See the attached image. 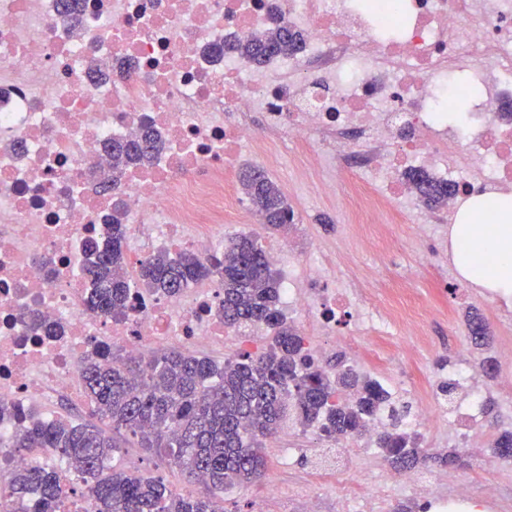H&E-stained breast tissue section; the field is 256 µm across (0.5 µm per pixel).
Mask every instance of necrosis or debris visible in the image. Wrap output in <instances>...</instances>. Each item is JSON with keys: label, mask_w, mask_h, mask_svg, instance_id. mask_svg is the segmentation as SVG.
I'll return each instance as SVG.
<instances>
[{"label": "necrosis or debris", "mask_w": 512, "mask_h": 512, "mask_svg": "<svg viewBox=\"0 0 512 512\" xmlns=\"http://www.w3.org/2000/svg\"><path fill=\"white\" fill-rule=\"evenodd\" d=\"M0 0V401L49 412L84 396V358L107 344L137 356L158 346L223 352L265 345L262 329L231 331L223 294L201 281L173 296L136 288L140 266L160 249L209 262L224 231L251 211L229 178L244 158L270 162L286 141L319 171V191L338 196L355 223L402 218L405 174L422 169L457 187L449 200L512 191V0ZM288 24L302 30L298 53L264 68L227 45L234 37ZM480 87L466 122L449 129L451 95ZM163 148L146 166L114 173L108 150L144 124ZM353 175L344 192L325 170ZM120 218L136 246L124 318L87 305L83 243ZM327 265H290L284 308L318 360L319 339L337 310L357 311L351 336L358 366L398 390L394 368L411 356H377L365 337L420 329L422 315L390 301L380 316L359 311L353 290L321 289ZM49 333L32 328V318ZM477 370L450 366L461 392L453 406L417 394L416 432L439 418L483 415ZM309 506L330 487L344 512H386L396 488L418 490L431 512H473L497 488L465 479L441 493L438 478L387 469L350 475L335 465L307 474Z\"/></svg>", "instance_id": "necrosis-or-debris-1"}]
</instances>
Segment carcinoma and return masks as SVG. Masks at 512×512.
Wrapping results in <instances>:
<instances>
[{"instance_id":"cac0c4a2","label":"carcinoma","mask_w":512,"mask_h":512,"mask_svg":"<svg viewBox=\"0 0 512 512\" xmlns=\"http://www.w3.org/2000/svg\"><path fill=\"white\" fill-rule=\"evenodd\" d=\"M302 44L300 31L277 25L238 38L229 49L260 67L275 56L297 52ZM159 146L149 128L112 142L116 169L150 162ZM406 179L428 208L442 207L456 192L455 185L424 170H410ZM239 182L270 231L295 224L294 210L264 169H245ZM125 239L124 225L113 223L105 241L84 244L88 307L105 318H119L128 309L130 291L120 275ZM206 279L224 293L227 327L265 325L274 331L266 348L239 352L222 365L178 350L135 357L97 350L84 367V392L92 413L107 427L64 419L44 422L31 411L0 402V419L21 423L12 439L0 443L3 456L24 448L48 449L88 487L95 512H215L224 491L248 488L264 477L263 442L289 414L305 428L318 425L321 436L334 442L362 438L370 420L386 415L376 444L395 469L411 470L432 459L461 460L457 451L436 456L422 447L421 438L403 428L404 409L392 394L343 357L318 363L288 324L280 308V277L256 240L236 236L224 246V256L210 263L191 251L175 256L163 251L140 269V287L160 295H176ZM467 329L473 349L488 345L481 317L471 316ZM127 435L137 447L164 456L200 482L203 491L181 494L158 477L113 470L109 461L125 447ZM491 457L512 459L511 431L493 438ZM0 497L27 503L30 512H63L66 491L56 470L35 467L12 470Z\"/></svg>"}]
</instances>
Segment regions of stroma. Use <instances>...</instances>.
<instances>
[{"instance_id":"35a3bbf8","label":"stroma","mask_w":512,"mask_h":512,"mask_svg":"<svg viewBox=\"0 0 512 512\" xmlns=\"http://www.w3.org/2000/svg\"><path fill=\"white\" fill-rule=\"evenodd\" d=\"M267 172L287 196L298 219L296 228L288 234L289 260L309 258L317 251L328 258L330 272L324 279L327 288H344L355 284L380 304L375 296L378 288L397 286L416 296L430 313L423 335L397 330L387 339L388 344L414 343L413 359L401 366L400 372L408 387H429L437 391L436 375L449 362L478 365L481 354L473 351L467 338V315L477 309L489 326L490 343L485 355L499 358L512 352V304L500 305L497 298L484 297L471 287L463 286L457 277L448 250V224L429 227L427 246L419 250L414 240L419 234L415 224L403 222L380 225L379 230L389 239L385 249H375L365 242V225L353 223L349 214L337 210L331 200L319 195L313 182L306 178L292 150L284 148L276 165ZM477 384L490 401L493 410L489 418L479 423L443 421L424 438L430 452L444 454L462 447L461 463L448 466L430 463L429 469L449 479L466 478L481 485L492 482L497 472L488 463V446L497 431L512 427V400L500 390L498 381L478 377ZM283 444L296 443L300 456L297 473L326 462L341 461L334 443L320 438L317 427L300 432L292 422H284L279 430ZM268 472L264 482L247 489H231L224 495V512H305L306 495L296 490L287 470L282 469L275 454H268ZM115 468L139 470L163 478L179 493L197 491L180 470L169 466L162 457L139 448H125L112 461ZM276 481L284 491L276 500H269L266 485Z\"/></svg>"}]
</instances>
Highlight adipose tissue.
I'll return each mask as SVG.
<instances>
[{
	"label": "adipose tissue",
	"mask_w": 512,
	"mask_h": 512,
	"mask_svg": "<svg viewBox=\"0 0 512 512\" xmlns=\"http://www.w3.org/2000/svg\"><path fill=\"white\" fill-rule=\"evenodd\" d=\"M449 239L461 281L481 295L512 297V194L471 197Z\"/></svg>",
	"instance_id": "ef3b65f1"
}]
</instances>
